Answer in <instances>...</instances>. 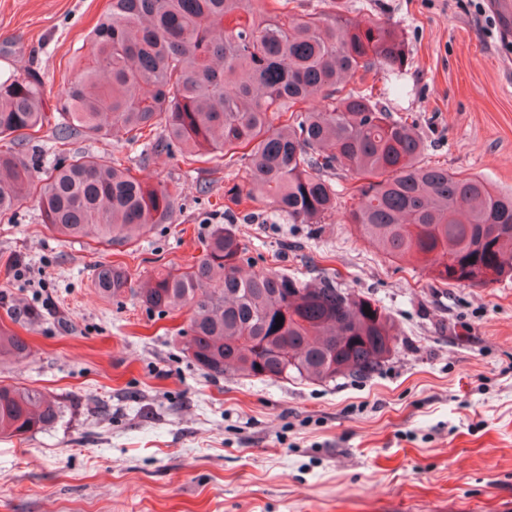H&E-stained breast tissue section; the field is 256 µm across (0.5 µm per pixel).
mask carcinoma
<instances>
[{
    "mask_svg": "<svg viewBox=\"0 0 512 512\" xmlns=\"http://www.w3.org/2000/svg\"><path fill=\"white\" fill-rule=\"evenodd\" d=\"M294 0H110L53 105L36 69L0 80V216L30 202L64 237L126 245L171 223L176 182L149 185L121 159L72 150L78 135L121 129L144 153L245 168L224 193V224L203 256L159 269L137 295L160 313L189 307L186 356L210 374L325 383L374 374L397 352L399 329L375 300L320 277L302 280L251 264L232 207L249 202L293 224H323L339 195L328 174L350 173L349 223L385 258L411 256L442 284L488 286L512 277V194L479 177L423 162L427 144L365 85L397 88L408 63L395 24L341 13L300 14ZM49 128L58 161L42 175L22 142ZM94 286L117 298L132 288L121 265L98 268ZM370 314H365V309ZM282 326H276V317ZM29 343L0 327V362ZM51 394L0 385V436L56 425Z\"/></svg>",
    "mask_w": 512,
    "mask_h": 512,
    "instance_id": "cac0c4a2",
    "label": "carcinoma"
}]
</instances>
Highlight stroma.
Masks as SVG:
<instances>
[{"mask_svg": "<svg viewBox=\"0 0 512 512\" xmlns=\"http://www.w3.org/2000/svg\"><path fill=\"white\" fill-rule=\"evenodd\" d=\"M107 3L0 0V78L33 66L55 99ZM296 4L395 23L408 65L391 111L416 118L427 162L512 192V18L495 0ZM74 147L183 193L173 223L121 247L62 238L32 204L0 218V324L14 300L42 315L20 328L31 354L0 362V385L65 409L54 428L0 437V512H512V279L442 286L388 261L346 223L345 196L319 229L272 213L238 227L255 269L325 274L372 298L398 350L371 376L325 384L212 375L182 351L188 310L102 297L94 274L119 264L137 285L194 263L245 171L148 160L120 132Z\"/></svg>", "mask_w": 512, "mask_h": 512, "instance_id": "stroma-1", "label": "stroma"}]
</instances>
